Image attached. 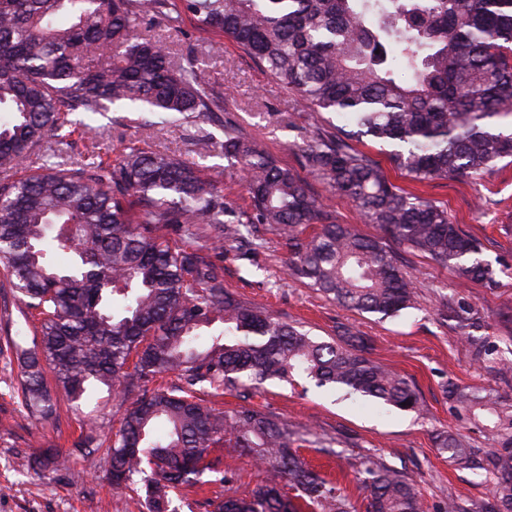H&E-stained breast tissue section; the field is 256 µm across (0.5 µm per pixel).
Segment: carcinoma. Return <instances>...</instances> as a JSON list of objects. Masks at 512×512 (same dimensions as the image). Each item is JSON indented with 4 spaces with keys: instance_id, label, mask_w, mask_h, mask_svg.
Here are the masks:
<instances>
[{
    "instance_id": "obj_1",
    "label": "carcinoma",
    "mask_w": 512,
    "mask_h": 512,
    "mask_svg": "<svg viewBox=\"0 0 512 512\" xmlns=\"http://www.w3.org/2000/svg\"><path fill=\"white\" fill-rule=\"evenodd\" d=\"M189 16L202 31L236 43L292 93L300 111L342 113L351 128L318 131L298 147L301 166L348 198L364 223L464 277L495 283L480 244L448 210L389 180L355 143L388 146L413 181L474 180L512 159V0H0V264L39 321L17 360L11 395L34 419L56 415L44 365L79 407L96 388L130 400L108 447L87 434L71 454L104 452L112 486L140 485L139 512H170V493L224 483L203 453L223 445L265 466L245 498L217 512H355L339 485L309 468L298 438L276 415L252 406L223 413L201 395L249 397L270 380L303 373L318 387L401 411H422L418 391L372 358V340L346 324L320 341L224 288V267L191 246L213 232V249L258 244L248 225L268 224L289 250L290 275L339 305L380 319L414 305V284L393 251L339 224L292 169L237 123L224 120V159L251 200L242 216L224 204L203 166L132 145L103 159L93 127L75 113H148L163 124L224 111L198 50L175 59L170 40ZM163 26L167 37L152 35ZM90 144L75 156L72 136ZM42 163L7 178L33 149ZM72 264L60 269L54 254ZM473 363L503 378L512 359L490 345L484 317L460 299L442 303ZM174 373L172 389H147ZM452 407L496 437L488 454L460 436L437 435L440 453L489 483L485 500L451 498L445 512H512V399L448 381ZM366 512H423L412 479L380 459L361 461ZM295 492L289 498L282 484Z\"/></svg>"
}]
</instances>
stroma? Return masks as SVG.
Segmentation results:
<instances>
[{
	"instance_id": "1",
	"label": "stroma",
	"mask_w": 512,
	"mask_h": 512,
	"mask_svg": "<svg viewBox=\"0 0 512 512\" xmlns=\"http://www.w3.org/2000/svg\"><path fill=\"white\" fill-rule=\"evenodd\" d=\"M207 65L213 85L224 96L225 112L156 126L134 122L128 112H109L94 120L98 141L109 159L133 144L204 164L209 176L223 186L226 206L245 213L250 199L238 174L223 154L206 146L210 140L223 141L225 118L235 120L247 137L294 169L299 166L297 144L316 128L329 130L343 120L329 112L295 111L291 94L233 42H225ZM386 173L393 183L447 207L452 219L480 243L483 259L495 271L493 286L472 282L455 269L439 266L401 246L397 252L403 272L414 281L415 305L399 316L380 320L339 307L306 281L287 275L288 249L266 225L258 228L262 245L251 259L225 251L224 286L323 340L335 336L337 325L355 326L372 339L374 359L416 387L423 412L356 400L340 390L316 387L303 375L288 383L266 382L246 400L228 391L212 398L211 403L231 411L246 402L275 414L293 428L316 431L323 439L321 446L303 444L302 457L323 475L339 480L358 512H363L368 492L357 482L355 471L365 457L405 469L424 512H440L451 498H485L489 486L470 471L449 465L436 447L437 433H461L472 446L489 452L497 447L488 432L452 412L444 387L453 380L512 396V378L501 379L475 365L454 321L441 314L439 305L443 296L472 302L486 320L490 342L501 351L512 350V163L498 165L479 180H438L427 186L409 181L392 167ZM307 184L338 223L356 224L364 234L378 235V228L363 223L347 198L316 179H308ZM37 327L36 319H24L20 303L0 276V340L15 337L23 347H31ZM16 375V367L0 360V512H138L135 487L116 489L105 479L104 455L72 458L67 469L58 472L40 466V449H70L83 431L82 421L64 410L47 421L28 417L16 399L5 393L6 382L15 380ZM207 459L219 462L226 482L174 492L177 512H215L225 497L247 495L263 477L262 466L233 448L209 449Z\"/></svg>"
}]
</instances>
